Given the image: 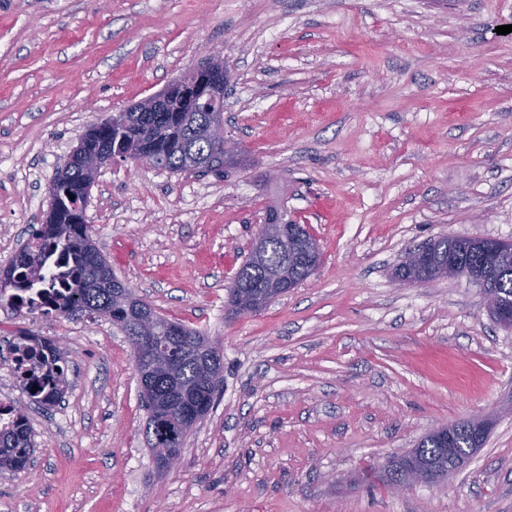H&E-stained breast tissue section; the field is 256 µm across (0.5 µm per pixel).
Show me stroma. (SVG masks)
Listing matches in <instances>:
<instances>
[{
    "label": "stroma",
    "instance_id": "stroma-1",
    "mask_svg": "<svg viewBox=\"0 0 512 512\" xmlns=\"http://www.w3.org/2000/svg\"><path fill=\"white\" fill-rule=\"evenodd\" d=\"M512 0H0V266L42 224L80 135L207 56L230 75L227 177L116 163L86 222L114 273L224 356L178 470L151 461L130 347L104 317L47 315L61 405L0 474V512H512V331L466 280L396 286L409 250L512 240ZM317 239V271L226 312L263 211ZM482 411L470 461L371 486L429 432ZM293 287H288V291ZM283 291V288L279 287V281H275L272 288H267L264 292L252 297L242 300L236 306L229 304L227 305L235 310L238 315H254L257 312L263 311L269 304L274 302L279 297L288 293ZM436 482L437 480L430 472L415 469L404 474H398L392 483V487L397 491H405L419 483L434 484Z\"/></svg>",
    "mask_w": 512,
    "mask_h": 512
}]
</instances>
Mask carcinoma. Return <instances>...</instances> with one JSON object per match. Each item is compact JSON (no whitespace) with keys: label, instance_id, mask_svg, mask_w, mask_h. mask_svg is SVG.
<instances>
[{"label":"carcinoma","instance_id":"1","mask_svg":"<svg viewBox=\"0 0 512 512\" xmlns=\"http://www.w3.org/2000/svg\"><path fill=\"white\" fill-rule=\"evenodd\" d=\"M210 121L208 112H168L166 106L158 104L156 111L144 112L131 108L120 115L113 127L100 129L88 140L86 150L93 154H112V145L130 147L145 142L153 147L163 162V169L180 174L190 166L197 167L195 175L224 177V157L238 154L236 146L226 140L212 141L203 136ZM91 180L87 167L73 161L62 172L57 195L51 199L50 207L56 213L58 224L65 234H50L45 227L32 233L25 250L11 260L12 288L25 289L35 280L42 279V269L49 257L60 259L63 270L59 274L61 289L49 295L51 310L69 316L76 312L107 316L122 326V331L133 336L140 335V310L152 311L150 305L136 297L131 288L112 272L106 259L91 257L93 242L85 221L86 198L80 194L82 184ZM437 253L452 256L461 268L469 271L486 270V250L471 240L461 237H442L436 243ZM287 254V243L275 240L265 262L246 257L239 267L228 290L233 294L237 288H247L267 280L271 268ZM489 287L501 293L505 300L512 301V243L495 255L494 266L488 275ZM162 324L181 328L182 337L172 339L167 330L158 331V340L169 343L181 354L178 368L171 374L164 369H155L145 381V390L150 399H165L171 403L181 398L186 387L194 388L213 404L216 394L224 384V360L208 353L195 354L188 350L199 332L180 322L160 317ZM22 340L33 350H47L52 362L41 369V384L30 393L32 401L55 404L62 399L68 385L67 367L59 356L57 346L51 340L37 336H24ZM185 420L174 410L150 408L147 419V435L151 436L152 449L169 448L186 434ZM32 429L24 408L15 410V418L0 427V472L13 468L24 469L29 462ZM410 461L430 464L435 467L438 478L448 476V456L434 434L430 433L418 446L398 457L392 472L398 473Z\"/></svg>","mask_w":512,"mask_h":512}]
</instances>
